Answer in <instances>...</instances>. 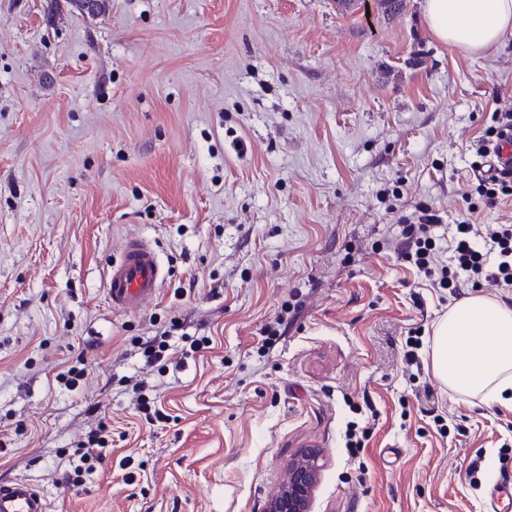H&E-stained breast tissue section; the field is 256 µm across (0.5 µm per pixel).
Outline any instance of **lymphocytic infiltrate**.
Returning <instances> with one entry per match:
<instances>
[{
  "mask_svg": "<svg viewBox=\"0 0 512 512\" xmlns=\"http://www.w3.org/2000/svg\"><path fill=\"white\" fill-rule=\"evenodd\" d=\"M492 119L476 150L479 160L473 165L474 200L465 214L448 224L451 231L448 259L439 258L433 235L434 214L422 213L418 223L406 228L402 256L432 287L447 289L452 294L469 286L480 287L485 282L512 288V224L479 221L481 214L512 200V169H487L482 164L489 145L504 132L512 131V113L496 112ZM109 453L104 428L91 430L69 458L66 482L79 487L94 481Z\"/></svg>",
  "mask_w": 512,
  "mask_h": 512,
  "instance_id": "1",
  "label": "lymphocytic infiltrate"
}]
</instances>
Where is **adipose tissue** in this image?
I'll return each mask as SVG.
<instances>
[{
	"label": "adipose tissue",
	"mask_w": 512,
	"mask_h": 512,
	"mask_svg": "<svg viewBox=\"0 0 512 512\" xmlns=\"http://www.w3.org/2000/svg\"><path fill=\"white\" fill-rule=\"evenodd\" d=\"M427 27L463 51L496 46L512 33V0H424ZM434 375L462 399L512 400V306L484 294L455 301L433 328Z\"/></svg>",
	"instance_id": "adipose-tissue-1"
}]
</instances>
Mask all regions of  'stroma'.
<instances>
[{"mask_svg":"<svg viewBox=\"0 0 512 512\" xmlns=\"http://www.w3.org/2000/svg\"><path fill=\"white\" fill-rule=\"evenodd\" d=\"M337 2L0 0V479L52 512H264L307 448L311 512H488L512 479V407L433 375L454 299L398 254L421 208L466 212L512 33L465 52L422 0ZM131 235L168 276L122 312L105 278ZM100 423L97 479L61 483Z\"/></svg>","mask_w":512,"mask_h":512,"instance_id":"1","label":"stroma"}]
</instances>
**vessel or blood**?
Segmentation results:
<instances>
[{"label": "vessel or blood", "mask_w": 512, "mask_h": 512, "mask_svg": "<svg viewBox=\"0 0 512 512\" xmlns=\"http://www.w3.org/2000/svg\"><path fill=\"white\" fill-rule=\"evenodd\" d=\"M163 280L155 250L138 238H127L107 275V302L118 310H139L157 296ZM0 512H50V506L30 480L0 479Z\"/></svg>", "instance_id": "b4317fda"}]
</instances>
